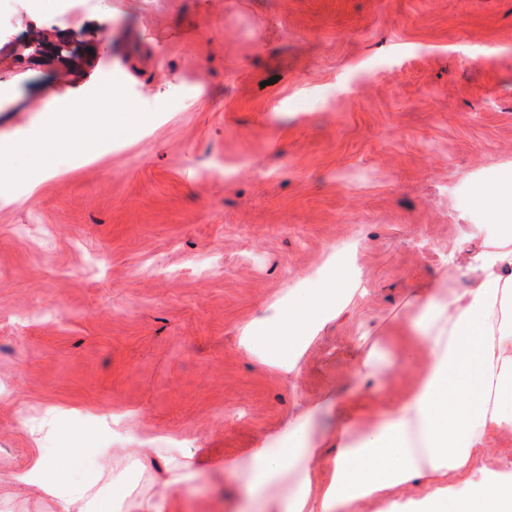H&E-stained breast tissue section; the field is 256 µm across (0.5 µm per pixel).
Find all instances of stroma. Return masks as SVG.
Instances as JSON below:
<instances>
[{
    "mask_svg": "<svg viewBox=\"0 0 512 512\" xmlns=\"http://www.w3.org/2000/svg\"><path fill=\"white\" fill-rule=\"evenodd\" d=\"M94 95L113 125L151 114L142 139L0 183V512H59L17 482L41 448L80 442L86 480L169 431L200 472L175 512H225V455L348 388L363 331L399 355L420 289L463 285L475 193L512 173V0H0V143ZM337 255L355 292L300 375L245 356ZM49 408L35 443L19 417Z\"/></svg>",
    "mask_w": 512,
    "mask_h": 512,
    "instance_id": "obj_1",
    "label": "stroma"
}]
</instances>
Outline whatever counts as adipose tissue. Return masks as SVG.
I'll list each match as a JSON object with an SVG mask.
<instances>
[{
    "instance_id": "obj_1",
    "label": "adipose tissue",
    "mask_w": 512,
    "mask_h": 512,
    "mask_svg": "<svg viewBox=\"0 0 512 512\" xmlns=\"http://www.w3.org/2000/svg\"><path fill=\"white\" fill-rule=\"evenodd\" d=\"M52 131L49 149L40 135L16 142L23 154L40 158L45 174L55 157L94 154L116 133L101 97L54 112ZM476 197L493 221L490 236L469 288H433L421 298L420 320L405 330L402 344L409 361L418 345L428 351L413 384L389 405L365 392L332 400L345 439L334 455L308 447L316 411L298 407L247 456L225 457V474L250 501L234 512H365L371 502L376 512H512V472L493 470L502 453L489 446L512 431V179L501 177L494 191L481 189ZM351 275L341 259L314 287L291 289L275 321H252L241 349L260 364L299 374L317 333L347 308ZM347 358L354 375L374 386L395 374L369 336H360ZM146 453L127 449L123 464L112 468L107 500L97 480H67L66 448L42 449L31 475L17 481H35L63 512H164L171 490L193 479L195 463L174 462L146 495L124 478Z\"/></svg>"
}]
</instances>
